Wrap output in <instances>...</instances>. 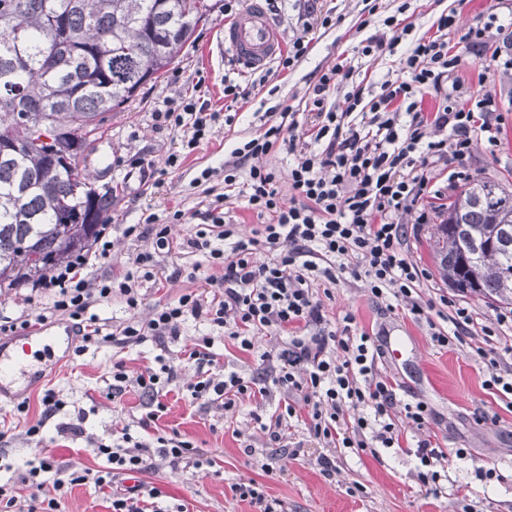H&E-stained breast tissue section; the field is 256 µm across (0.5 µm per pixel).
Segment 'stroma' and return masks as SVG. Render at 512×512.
<instances>
[{"label": "stroma", "mask_w": 512, "mask_h": 512, "mask_svg": "<svg viewBox=\"0 0 512 512\" xmlns=\"http://www.w3.org/2000/svg\"><path fill=\"white\" fill-rule=\"evenodd\" d=\"M401 0H378L375 15H368L365 0H319L323 9H334L338 19L331 28H315L310 34L308 52L287 73L269 72L265 84L251 87L246 99L235 103L236 119L229 126H215L209 139L192 153H184L183 132L159 130L154 113L164 99L192 93L198 78H205V100L215 111H224V73L229 54L220 53L217 42L224 34L226 18L216 11L199 26L196 40L185 46L165 79L142 87L125 110L113 113L103 137L95 142L87 158V170L113 188L112 233L114 248L108 259H93L92 278L101 280L122 273L129 257L151 248L148 238L130 240L122 235V226L142 223L148 215L166 218L182 211L188 221L171 227L180 247L159 257L165 272L180 270L176 279L154 285L143 282L140 319H148L158 300L175 299L190 292H203L204 276L210 269L206 258L187 246L186 241L203 229L206 212L218 194L224 192L223 176L197 183L202 169L220 170L225 159L240 143L258 137L265 130L263 115L267 108L283 102L293 111L304 112L312 86L320 70L354 56L358 43L374 33L382 18L394 14ZM415 28L413 37L435 35V22L441 13L457 11L459 29L487 21L497 14L504 32L490 30L489 43L497 45L503 34L512 33V0H410ZM455 78L463 85L493 96L504 110L496 153L476 146L464 162L471 178L500 184L512 192V72L488 69L484 60L473 58L457 68ZM178 154L179 164L166 168L170 154ZM227 223L236 225L241 237H251L259 219L246 208L238 194H225ZM412 231L407 240L410 258L430 273L420 288L423 299L448 293L447 282L436 272L428 241L433 230L429 224H415L413 215L403 218ZM51 297L32 293L29 286L0 290V314L16 318L36 317L49 307ZM323 314L330 323H340L345 314H353L356 324L378 339L402 336L409 344L403 361L380 359V371L391 375L399 385L392 409L396 424L403 426L409 443L428 439L448 450L466 449L464 459L448 467L444 493L432 495L417 481L418 461L395 448L377 453L350 448H329L315 439L302 421L307 410L300 396L291 395L298 419L289 420L283 447L272 448L264 432L272 424L277 399L250 398L227 410L207 409L192 403L186 394L189 384L201 380L189 346L202 336L212 339L211 350L220 365L241 376H255L263 353L274 351V336L257 334L251 351H241L222 329L198 320H188L179 341L159 351L147 341L124 349L101 344L81 353L57 354L32 384L17 381L13 395L0 396V485L17 486L19 496H28L18 487L17 478L28 463L52 454L74 469L99 470L107 461L87 450L88 438L110 441L121 429H128L137 440L152 441L159 435L180 434L209 458V465L183 472L172 471L168 462L158 459L141 479L160 493L158 502L168 512H259L258 504L239 495L242 483H254L267 500L276 502L280 512H512V406L489 393L484 382L488 369L475 355L483 345L480 327H473L463 341L448 348L435 346L426 325L414 322L407 311L389 309L386 300L374 298L363 283L338 279L328 296L322 297ZM164 355L175 370V378L164 398L167 406L158 420L142 425L145 398L136 385H129L120 402L105 398L112 382V364L124 361L130 377H137L153 366L156 355ZM54 389L63 400V408L45 416L42 397L45 389ZM425 403L431 413L423 430L407 427L405 404ZM25 412H17L18 404ZM498 414L497 424L480 422L482 414ZM41 424V434L32 439L25 431ZM252 454H245L244 445ZM336 460L332 475L321 471L319 459ZM270 465L262 471L260 462ZM481 468L496 469V479L480 480ZM123 477L111 485L98 486L86 481L58 496L53 475H46L43 498H59L60 512H111L112 497L127 487Z\"/></svg>", "instance_id": "1"}]
</instances>
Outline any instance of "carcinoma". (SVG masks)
I'll return each instance as SVG.
<instances>
[{
	"instance_id": "obj_1",
	"label": "carcinoma",
	"mask_w": 512,
	"mask_h": 512,
	"mask_svg": "<svg viewBox=\"0 0 512 512\" xmlns=\"http://www.w3.org/2000/svg\"><path fill=\"white\" fill-rule=\"evenodd\" d=\"M221 0H0V289L43 278L89 246L112 214V188L93 196L87 136L140 87L168 73ZM42 127L53 154L28 142ZM430 237L448 285L512 304V193L472 180Z\"/></svg>"
}]
</instances>
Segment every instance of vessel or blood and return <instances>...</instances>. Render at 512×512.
Segmentation results:
<instances>
[{"mask_svg":"<svg viewBox=\"0 0 512 512\" xmlns=\"http://www.w3.org/2000/svg\"><path fill=\"white\" fill-rule=\"evenodd\" d=\"M220 46L229 49L244 65L251 69L267 66L284 49V42L274 20L263 10L259 0H252L236 22L225 29ZM56 324L37 327L24 336L0 339V364L9 363L30 375L33 364L54 358Z\"/></svg>","mask_w":512,"mask_h":512,"instance_id":"1","label":"vessel or blood"}]
</instances>
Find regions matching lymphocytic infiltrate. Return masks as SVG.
<instances>
[{
  "label": "lymphocytic infiltrate",
  "mask_w": 512,
  "mask_h": 512,
  "mask_svg": "<svg viewBox=\"0 0 512 512\" xmlns=\"http://www.w3.org/2000/svg\"><path fill=\"white\" fill-rule=\"evenodd\" d=\"M408 9L404 2L396 14L384 18V32L367 37L358 55L394 52L414 29L402 20ZM436 27L438 38L417 39L398 73L381 82L378 94L365 96L354 80L352 62L334 65L313 86L310 117L293 118L287 105L270 107L275 123L232 150L224 163V189L238 192L248 209L268 222L244 239L235 225L225 222L222 206L208 210L210 232H197L189 245L203 253L214 270L206 279L210 296L186 293L156 304L147 321L133 316L115 331L101 332L92 312L96 303L117 293L130 310H137L143 301L142 282L159 273L158 255L175 248L170 224L186 221L179 211L167 224L151 214L144 224L123 231L127 237H152L153 248L137 253L122 278L90 279L89 257L78 252L39 281L38 289L55 292L49 314L73 321L83 342H107L122 349L149 339L161 344L177 340L181 324L200 317L223 328L244 351L252 349L255 334L279 336L277 348L261 357L260 378L247 380L234 372L218 382L208 377L189 385L192 400L231 409L255 395L267 399L276 391L298 394L308 407L307 425L315 438L343 448L400 447L402 432L389 420L395 388L375 369L381 345L358 329L353 314L343 316L341 326L328 323L318 291L349 276L375 298H393L414 320L427 321L431 341L441 347L461 339L475 323L473 308L456 299L444 294L435 301L422 299L419 289L427 274L410 259L408 229L401 222L403 214L413 212L418 223H426L424 202L434 194L437 176L447 175L449 188H456L468 177L462 163L474 145L485 143L492 152L500 144L503 117L497 101L450 78L462 63L443 38L456 30L455 14L440 15ZM338 89L344 90L346 102L340 112L326 105L331 91ZM429 90L437 100L432 112L421 106ZM155 118L159 126L186 132L183 147L190 151L208 139L217 123L229 126L235 121L232 114L209 110L194 95L165 101ZM277 146L293 157L287 171L261 163ZM283 181L291 193L287 199L279 189ZM439 306L444 309L441 322H449L452 332L433 322ZM476 355L489 370L487 389L499 397L511 396L512 370L505 362L512 346L490 344L477 348ZM155 360L156 368L134 379L123 362H115L106 399L120 400L129 382H136L148 398L147 420L158 419L166 410L163 391L174 379V368L163 355ZM359 406L367 408V415L358 418L352 430L340 431L345 408ZM90 447L95 456L107 459V468L92 475L71 472L54 456L43 457L21 477L31 490L26 508H18L10 488L0 485V512H57V499L40 496L44 473L55 474L54 486L61 492L89 479L111 485L118 471L128 476L146 473L157 456L175 470L202 464L193 443L177 434L157 437L151 444L132 440L125 432L109 443L91 440ZM413 454L421 464V485L432 494L441 493V471L450 454L427 440L418 441Z\"/></svg>",
  "instance_id": "1"
}]
</instances>
